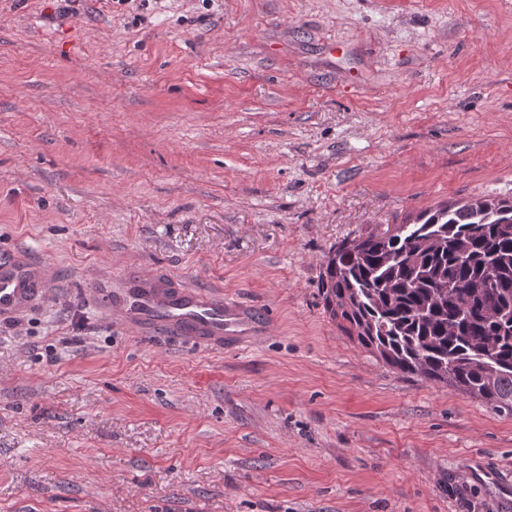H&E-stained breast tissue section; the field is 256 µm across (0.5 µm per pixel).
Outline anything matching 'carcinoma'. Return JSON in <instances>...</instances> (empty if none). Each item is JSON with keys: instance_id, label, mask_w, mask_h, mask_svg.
I'll list each match as a JSON object with an SVG mask.
<instances>
[{"instance_id": "carcinoma-1", "label": "carcinoma", "mask_w": 512, "mask_h": 512, "mask_svg": "<svg viewBox=\"0 0 512 512\" xmlns=\"http://www.w3.org/2000/svg\"><path fill=\"white\" fill-rule=\"evenodd\" d=\"M321 279L339 328L388 367L512 414V199L422 211L333 250Z\"/></svg>"}]
</instances>
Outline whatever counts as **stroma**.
<instances>
[{"instance_id":"35a3bbf8","label":"stroma","mask_w":512,"mask_h":512,"mask_svg":"<svg viewBox=\"0 0 512 512\" xmlns=\"http://www.w3.org/2000/svg\"><path fill=\"white\" fill-rule=\"evenodd\" d=\"M512 197V0H0V512H512V415L325 312L347 238ZM268 317L141 336L93 279ZM48 276L44 268L18 256L0 261V319H14L38 294H46Z\"/></svg>"}]
</instances>
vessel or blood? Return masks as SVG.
Instances as JSON below:
<instances>
[{
	"instance_id": "obj_1",
	"label": "vessel or blood",
	"mask_w": 512,
	"mask_h": 512,
	"mask_svg": "<svg viewBox=\"0 0 512 512\" xmlns=\"http://www.w3.org/2000/svg\"><path fill=\"white\" fill-rule=\"evenodd\" d=\"M47 283L41 266L17 257L0 261V319L20 315ZM92 299L138 334L176 336L215 349L250 343L267 332L250 306L220 291L181 286L168 275L102 277Z\"/></svg>"
}]
</instances>
